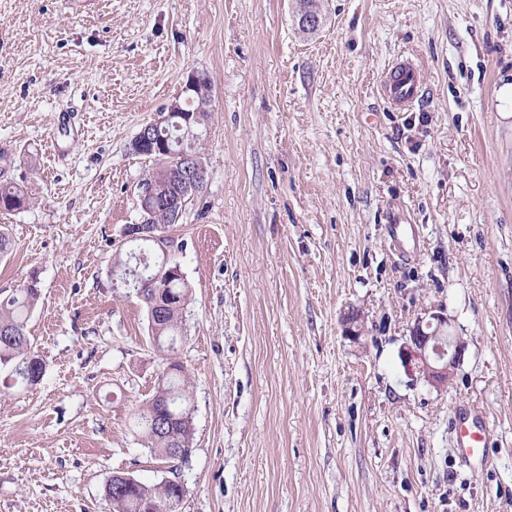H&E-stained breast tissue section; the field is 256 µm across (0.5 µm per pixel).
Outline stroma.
Masks as SVG:
<instances>
[{
  "label": "stroma",
  "mask_w": 512,
  "mask_h": 512,
  "mask_svg": "<svg viewBox=\"0 0 512 512\" xmlns=\"http://www.w3.org/2000/svg\"><path fill=\"white\" fill-rule=\"evenodd\" d=\"M319 6L308 33L296 0H0V172L32 194L0 213V292L36 280L46 364L0 370V512H109L116 472L178 474V512H512V0ZM401 56L424 91L393 112ZM193 71L209 179L171 233L194 430L168 465L136 424L166 362L112 264L150 167L130 142ZM437 311L467 343L442 391L400 360ZM459 406L487 460L458 454ZM379 90L392 108L400 110L410 107L422 92L419 67L411 58H397L381 80Z\"/></svg>",
  "instance_id": "obj_1"
}]
</instances>
